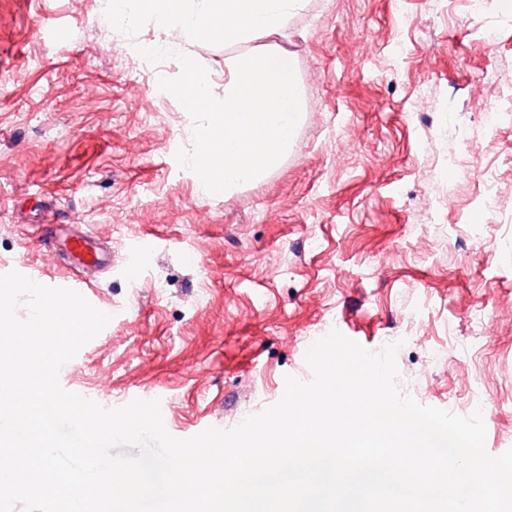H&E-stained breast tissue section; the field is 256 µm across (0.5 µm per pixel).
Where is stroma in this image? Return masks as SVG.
I'll use <instances>...</instances> for the list:
<instances>
[{"label":"stroma","mask_w":512,"mask_h":512,"mask_svg":"<svg viewBox=\"0 0 512 512\" xmlns=\"http://www.w3.org/2000/svg\"><path fill=\"white\" fill-rule=\"evenodd\" d=\"M157 41L150 16L102 0H0V275L68 280L60 224L116 257L91 291L112 319L60 379L159 400L186 439L310 381L330 331L371 351L393 336L404 394L481 410L487 452L512 448V123L481 119L512 113V0L478 17L465 0H308L277 34L183 41L216 98L247 51L287 52L304 89L288 153L217 195L175 159L193 119L159 87L177 57L140 65Z\"/></svg>","instance_id":"stroma-1"}]
</instances>
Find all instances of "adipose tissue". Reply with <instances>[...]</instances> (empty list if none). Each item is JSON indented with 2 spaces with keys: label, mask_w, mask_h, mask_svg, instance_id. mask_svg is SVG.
I'll use <instances>...</instances> for the list:
<instances>
[{
  "label": "adipose tissue",
  "mask_w": 512,
  "mask_h": 512,
  "mask_svg": "<svg viewBox=\"0 0 512 512\" xmlns=\"http://www.w3.org/2000/svg\"><path fill=\"white\" fill-rule=\"evenodd\" d=\"M141 13L151 16L163 34L204 41H245L259 32L282 29L306 0H209L206 10L189 0H136Z\"/></svg>",
  "instance_id": "adipose-tissue-1"
}]
</instances>
